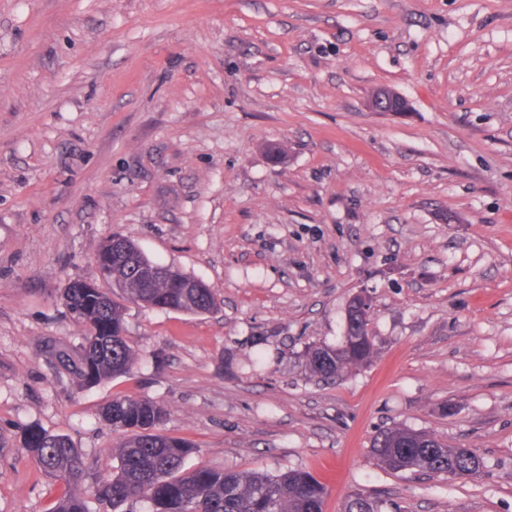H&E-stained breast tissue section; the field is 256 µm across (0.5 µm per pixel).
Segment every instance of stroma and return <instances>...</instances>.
I'll return each mask as SVG.
<instances>
[{"mask_svg":"<svg viewBox=\"0 0 512 512\" xmlns=\"http://www.w3.org/2000/svg\"><path fill=\"white\" fill-rule=\"evenodd\" d=\"M115 233L218 306L128 305L136 366L82 388L43 344L81 343L63 293ZM360 293L370 360L314 376ZM115 395L187 469H304L325 512H512V0H0V512L64 491L34 426L111 476ZM398 425L481 474L384 468Z\"/></svg>","mask_w":512,"mask_h":512,"instance_id":"35a3bbf8","label":"stroma"}]
</instances>
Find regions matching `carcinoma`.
Masks as SVG:
<instances>
[{
    "mask_svg": "<svg viewBox=\"0 0 512 512\" xmlns=\"http://www.w3.org/2000/svg\"><path fill=\"white\" fill-rule=\"evenodd\" d=\"M112 291L82 288L73 281L65 303L80 328L81 345L72 350L52 345L58 363L80 387H93L131 372L138 353L126 340V304L198 314L217 306L216 293L204 282L150 259L128 238L114 233L99 246L94 272ZM368 310L348 312L347 327L335 347L308 351L310 371L334 377L365 364L372 355ZM168 415L159 403L130 395L116 396L101 417L126 436L112 449L117 465L94 496L106 512H131L125 505L147 500L152 512H324L327 491L310 472L291 469L278 474L185 469L191 443L160 432ZM28 454L66 486L52 512H90L84 486L86 461L81 449L61 434L39 428L25 433ZM372 453L393 471L460 472L477 475L483 468L473 449L454 448L436 435L394 426L376 434Z\"/></svg>",
    "mask_w": 512,
    "mask_h": 512,
    "instance_id": "carcinoma-1",
    "label": "carcinoma"
}]
</instances>
